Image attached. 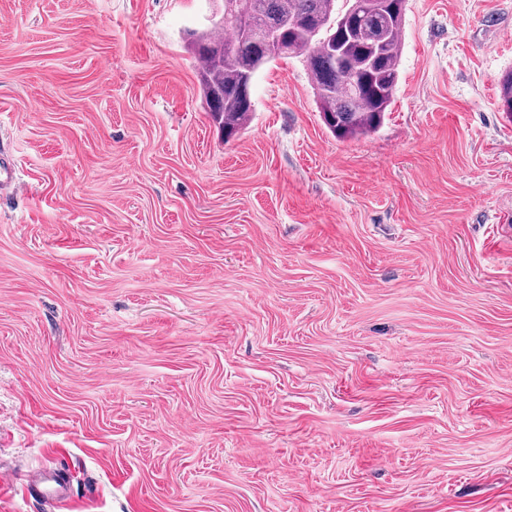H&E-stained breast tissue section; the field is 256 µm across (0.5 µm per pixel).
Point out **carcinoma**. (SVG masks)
<instances>
[{"label": "carcinoma", "instance_id": "obj_1", "mask_svg": "<svg viewBox=\"0 0 512 512\" xmlns=\"http://www.w3.org/2000/svg\"><path fill=\"white\" fill-rule=\"evenodd\" d=\"M406 0H224L215 31L193 38L203 98L229 139L250 125L257 71L277 59L304 61L317 108L338 138L376 132L399 81ZM251 18L243 29L239 18ZM278 36L269 56L265 35Z\"/></svg>", "mask_w": 512, "mask_h": 512}]
</instances>
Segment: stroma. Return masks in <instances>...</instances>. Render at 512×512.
Listing matches in <instances>:
<instances>
[{
    "label": "stroma",
    "mask_w": 512,
    "mask_h": 512,
    "mask_svg": "<svg viewBox=\"0 0 512 512\" xmlns=\"http://www.w3.org/2000/svg\"><path fill=\"white\" fill-rule=\"evenodd\" d=\"M223 10L0 0V512H512V0H407L344 140L298 58L225 138Z\"/></svg>",
    "instance_id": "1"
}]
</instances>
